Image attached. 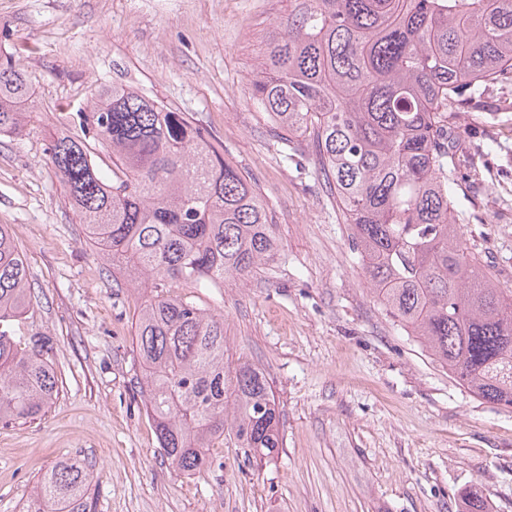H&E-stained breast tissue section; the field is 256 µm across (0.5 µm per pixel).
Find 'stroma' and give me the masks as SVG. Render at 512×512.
I'll return each mask as SVG.
<instances>
[{
	"label": "stroma",
	"mask_w": 512,
	"mask_h": 512,
	"mask_svg": "<svg viewBox=\"0 0 512 512\" xmlns=\"http://www.w3.org/2000/svg\"><path fill=\"white\" fill-rule=\"evenodd\" d=\"M292 0H0V60L40 112L0 135V224L26 256L34 305L18 336H46L60 383L45 414L0 424V512H22L56 462L89 465L92 512H458L482 496L512 512V409L478 399L432 361L370 289L336 195L318 183L311 136L286 135L248 83ZM186 113L224 146L269 208L280 252L248 278L192 294L224 317V363L244 359L273 390L283 445L246 458L233 440L179 471L137 393L135 319L152 285L129 288L85 242L50 164L52 137L109 83ZM462 231L512 289V84L455 113ZM497 143L488 153L489 143Z\"/></svg>",
	"instance_id": "35a3bbf8"
}]
</instances>
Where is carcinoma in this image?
Returning a JSON list of instances; mask_svg holds the SVG:
<instances>
[{"label": "carcinoma", "instance_id": "1", "mask_svg": "<svg viewBox=\"0 0 512 512\" xmlns=\"http://www.w3.org/2000/svg\"><path fill=\"white\" fill-rule=\"evenodd\" d=\"M272 25L250 100L288 133H310L387 313L468 392L512 408V290L468 251L449 118L512 83V0H294ZM36 115L22 72L0 65V135ZM48 159L86 241L130 283L160 289L138 311L139 393L164 456L200 470L230 428L247 457L279 453L280 413L263 371L224 366V317L162 292L217 288L279 250L276 225L224 146L129 85L101 87ZM112 155L105 172L91 151ZM32 305L11 225L0 224V422L33 420L57 398L45 354L8 328ZM92 473L70 461L22 512H89ZM461 512H491L483 497Z\"/></svg>", "mask_w": 512, "mask_h": 512}]
</instances>
